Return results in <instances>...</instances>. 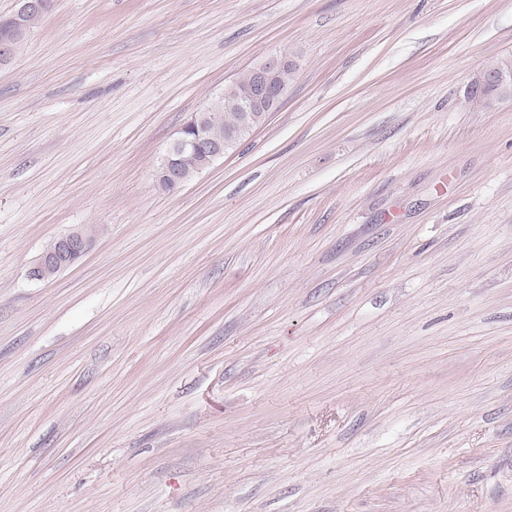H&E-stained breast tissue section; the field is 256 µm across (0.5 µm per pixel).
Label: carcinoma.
<instances>
[{"label":"carcinoma","instance_id":"1","mask_svg":"<svg viewBox=\"0 0 512 512\" xmlns=\"http://www.w3.org/2000/svg\"><path fill=\"white\" fill-rule=\"evenodd\" d=\"M249 74L250 69L248 68L238 73L236 78L224 87V93L209 104L211 111L220 114L219 119H203L197 123L186 122L182 126V133L190 139L200 138L210 142L216 139L223 140L237 131L241 119L238 105L247 86ZM465 95L468 101L484 107L497 102L512 100V79L502 83H487L481 87L471 83L466 88ZM207 167L206 153L202 148L180 156V168L185 184Z\"/></svg>","mask_w":512,"mask_h":512}]
</instances>
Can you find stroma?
I'll return each instance as SVG.
<instances>
[{"mask_svg": "<svg viewBox=\"0 0 512 512\" xmlns=\"http://www.w3.org/2000/svg\"><path fill=\"white\" fill-rule=\"evenodd\" d=\"M506 55L512 0H54L0 65V512H512V100L465 97ZM285 64L284 56L273 55L267 57L255 68L249 67L238 73L236 78L224 87V93L208 106L212 112L220 114L219 119H202L197 123H187L188 118L182 126V133L187 138H200L205 142L223 140L238 130L241 112L245 113L246 118L265 115L267 117L270 112L278 108L286 95L284 86L278 82L279 74ZM251 70V84L242 99L241 112H237ZM197 145L195 141L187 140L181 135L176 136L166 151L158 171V181L162 188L168 191H176L181 188L178 185L176 157L185 151L194 150ZM179 160L184 185L202 172V169L209 166L203 148H199L195 152L184 153ZM96 234H88L80 225L61 237L52 248L44 251L29 270V277L43 281L71 267L73 259L85 256L91 249Z\"/></svg>", "mask_w": 512, "mask_h": 512, "instance_id": "1", "label": "stroma"}]
</instances>
